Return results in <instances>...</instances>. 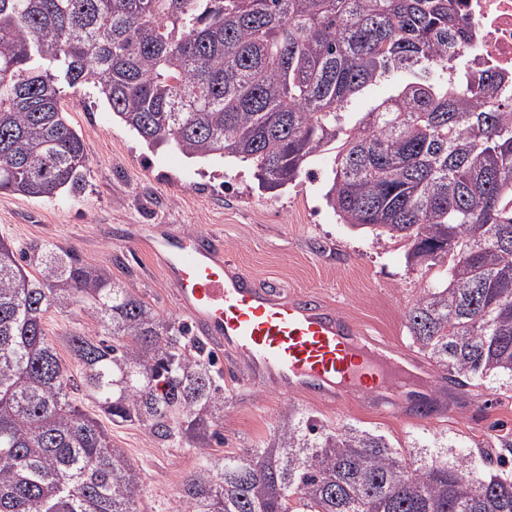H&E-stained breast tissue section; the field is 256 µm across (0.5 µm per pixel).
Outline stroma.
I'll list each match as a JSON object with an SVG mask.
<instances>
[{
  "label": "stroma",
  "instance_id": "1",
  "mask_svg": "<svg viewBox=\"0 0 512 512\" xmlns=\"http://www.w3.org/2000/svg\"><path fill=\"white\" fill-rule=\"evenodd\" d=\"M62 106L87 146L86 186L52 200L0 193V236L30 253L49 244L74 253L178 318L174 289L146 240L129 235L136 226L172 224L215 236L259 280L318 293L372 336L408 343L405 311L433 276L408 265L402 244L340 222L323 198L331 155L313 162L312 177L270 191L245 165L149 147L92 90L64 88ZM44 328L67 367L68 336L100 333L96 320L80 311L49 310ZM224 397V441L213 447L219 454L260 446L291 410L335 428L359 426L398 447L430 448L440 438L449 461L468 459L478 468L498 456L493 441L501 427L512 428V378L506 376L467 388L426 416L377 410L359 394L333 405L259 386L228 388ZM107 430L142 474L143 512H183L179 488L194 466V449L161 442L135 423H111Z\"/></svg>",
  "mask_w": 512,
  "mask_h": 512
}]
</instances>
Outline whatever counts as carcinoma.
Here are the masks:
<instances>
[{"mask_svg":"<svg viewBox=\"0 0 512 512\" xmlns=\"http://www.w3.org/2000/svg\"><path fill=\"white\" fill-rule=\"evenodd\" d=\"M456 0H0V193L49 200L89 157L61 104L85 86L152 146L251 165L262 188L334 154L340 221L442 269L405 314L448 379L512 377V101L468 48ZM388 83L351 120L348 106ZM0 237V512H140V471L74 402L196 449L184 512H512V431L498 471L421 456L352 425L283 415L261 448L224 439V370L185 321L67 251ZM74 378L43 328L73 308Z\"/></svg>","mask_w":512,"mask_h":512,"instance_id":"1","label":"carcinoma"}]
</instances>
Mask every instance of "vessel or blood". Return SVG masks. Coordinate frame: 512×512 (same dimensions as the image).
Listing matches in <instances>:
<instances>
[{
  "label": "vessel or blood",
  "instance_id": "obj_1",
  "mask_svg": "<svg viewBox=\"0 0 512 512\" xmlns=\"http://www.w3.org/2000/svg\"><path fill=\"white\" fill-rule=\"evenodd\" d=\"M149 246L197 333L244 360L239 384L330 402L374 389L393 413L432 399L428 369L405 346L370 336L332 303L261 282L211 236L161 224Z\"/></svg>",
  "mask_w": 512,
  "mask_h": 512
}]
</instances>
